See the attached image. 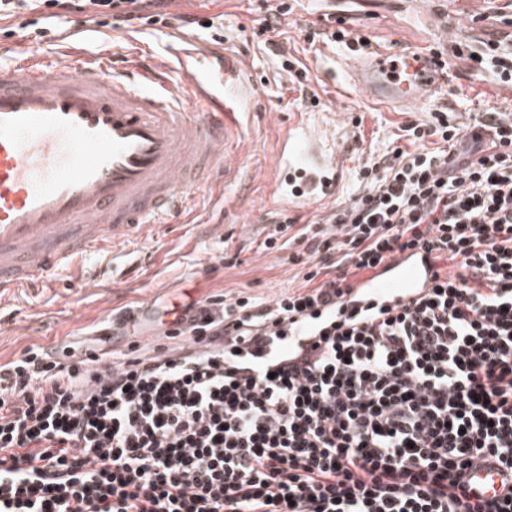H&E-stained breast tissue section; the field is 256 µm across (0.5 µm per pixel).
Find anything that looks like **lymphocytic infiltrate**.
I'll use <instances>...</instances> for the list:
<instances>
[{"instance_id": "obj_1", "label": "lymphocytic infiltrate", "mask_w": 512, "mask_h": 512, "mask_svg": "<svg viewBox=\"0 0 512 512\" xmlns=\"http://www.w3.org/2000/svg\"><path fill=\"white\" fill-rule=\"evenodd\" d=\"M164 2L0 0V23L50 42L73 13L168 26ZM348 22L304 39L366 48ZM451 53L512 85V33ZM400 130L409 149L372 155L348 202L278 212L264 246L296 248L298 287L188 304L153 355L0 364V512H512V113ZM411 250L432 271L419 291L361 299ZM488 462L508 475L492 498L471 481Z\"/></svg>"}]
</instances>
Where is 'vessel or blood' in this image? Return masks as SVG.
Returning <instances> with one entry per match:
<instances>
[{
    "label": "vessel or blood",
    "instance_id": "obj_1",
    "mask_svg": "<svg viewBox=\"0 0 512 512\" xmlns=\"http://www.w3.org/2000/svg\"><path fill=\"white\" fill-rule=\"evenodd\" d=\"M5 54L13 63L0 69V302L171 223L241 132V60L219 62L200 48L168 64L138 48L118 70L108 51L52 62L0 45ZM337 57L328 49L318 59L329 81L351 82L392 108L418 105L448 83L425 48H377L352 71ZM344 170L330 134L297 116L283 134L271 193L283 206L326 202ZM390 266L368 283L370 297L402 300L430 275L404 255Z\"/></svg>",
    "mask_w": 512,
    "mask_h": 512
}]
</instances>
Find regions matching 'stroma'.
<instances>
[{
    "label": "stroma",
    "instance_id": "1",
    "mask_svg": "<svg viewBox=\"0 0 512 512\" xmlns=\"http://www.w3.org/2000/svg\"><path fill=\"white\" fill-rule=\"evenodd\" d=\"M259 0H183L173 27L133 25L122 29L157 55H166L171 35L185 34L195 47H211L215 56L244 59V80L250 90L241 121L244 135L228 154L223 174L201 182L192 208L177 222L164 224L143 242L115 247L110 258L88 256L83 267L96 286L81 287L70 270H58L39 289L17 291L0 320V362L17 359L37 344L46 348L68 344L78 351L100 347L101 326L113 310L141 308L152 303L164 310L168 302H187L211 294L244 291L270 298L300 285L298 268L285 250H268L264 241L275 226L280 206L269 193L276 176L279 148L294 114L312 125L331 130L346 154V172L339 199L358 188L353 174L362 162L391 145L398 127L425 118L440 106L452 108L459 122L473 123L484 112L512 110V98L492 78L475 79L468 61L449 58L447 90L420 108L398 110L363 100L350 86H332L316 77L315 49L300 33L303 24L325 12L318 0H298L294 13L281 21L284 49L297 56L313 77L311 89L318 106L299 109V96L287 74L278 72L274 56L258 48L252 37ZM336 9L353 19L356 32L388 49L425 47L437 40L445 26L461 39L503 32L504 16L512 14V0H337ZM209 16L223 27V45H211L207 31L186 23V16ZM363 117L354 127L351 116ZM232 264H225V257Z\"/></svg>",
    "mask_w": 512,
    "mask_h": 512
}]
</instances>
